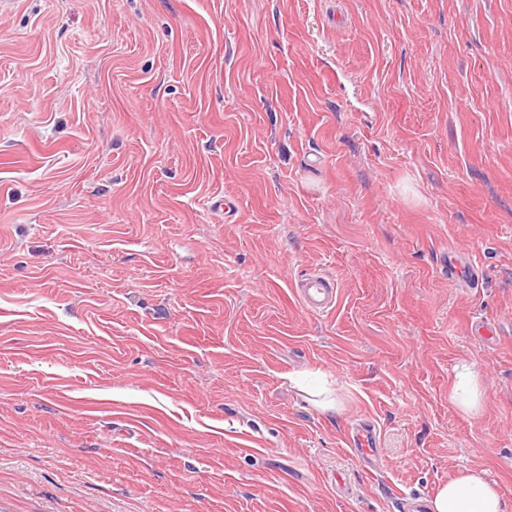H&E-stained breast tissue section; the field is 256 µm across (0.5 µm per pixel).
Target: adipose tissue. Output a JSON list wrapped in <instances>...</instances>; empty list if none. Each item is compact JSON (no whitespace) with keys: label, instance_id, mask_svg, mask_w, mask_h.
Instances as JSON below:
<instances>
[{"label":"adipose tissue","instance_id":"ef3b65f1","mask_svg":"<svg viewBox=\"0 0 512 512\" xmlns=\"http://www.w3.org/2000/svg\"><path fill=\"white\" fill-rule=\"evenodd\" d=\"M449 399L463 414L475 417L482 410L485 393L474 365H457L449 380ZM429 512H512L495 484L483 470L467 468L441 485L428 505Z\"/></svg>","mask_w":512,"mask_h":512}]
</instances>
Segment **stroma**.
Masks as SVG:
<instances>
[{
  "mask_svg": "<svg viewBox=\"0 0 512 512\" xmlns=\"http://www.w3.org/2000/svg\"><path fill=\"white\" fill-rule=\"evenodd\" d=\"M464 468L512 505V0L0 13V512H403ZM334 281L313 274L295 284V294L302 307L310 314L320 315L332 309L337 300ZM449 399L463 414L476 417L480 414L485 393L474 365L462 363L453 369L449 379ZM291 381L293 384L292 386L299 388L301 391H304L309 395L310 398L306 400L317 411L333 414L341 409L342 402L334 392H329L328 390L310 392L303 387L302 382L299 379L291 378ZM350 446L365 458L374 456L377 452L374 428L367 424L354 427L351 432Z\"/></svg>",
  "mask_w": 512,
  "mask_h": 512,
  "instance_id": "35a3bbf8",
  "label": "stroma"
}]
</instances>
